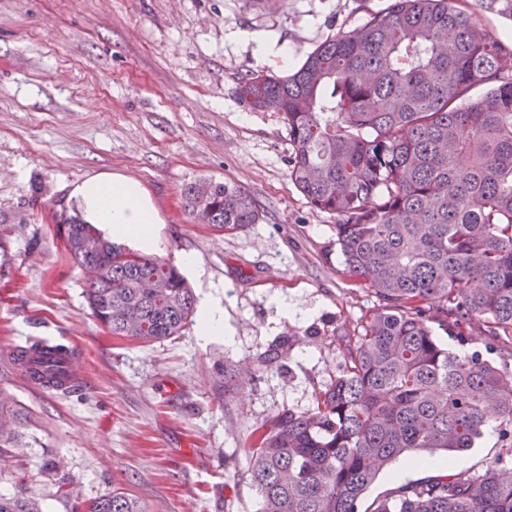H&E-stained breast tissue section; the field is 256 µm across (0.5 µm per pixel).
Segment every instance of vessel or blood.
Instances as JSON below:
<instances>
[{
	"label": "vessel or blood",
	"instance_id": "1",
	"mask_svg": "<svg viewBox=\"0 0 512 512\" xmlns=\"http://www.w3.org/2000/svg\"><path fill=\"white\" fill-rule=\"evenodd\" d=\"M30 384L47 391L66 393L81 387L85 375L73 348L31 349L16 362Z\"/></svg>",
	"mask_w": 512,
	"mask_h": 512
}]
</instances>
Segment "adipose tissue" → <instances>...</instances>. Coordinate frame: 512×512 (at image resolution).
I'll list each match as a JSON object with an SVG mask.
<instances>
[{
	"label": "adipose tissue",
	"mask_w": 512,
	"mask_h": 512,
	"mask_svg": "<svg viewBox=\"0 0 512 512\" xmlns=\"http://www.w3.org/2000/svg\"><path fill=\"white\" fill-rule=\"evenodd\" d=\"M71 199L77 214L112 242L152 251L163 220L143 184L127 175L97 174L77 184Z\"/></svg>",
	"instance_id": "1"
}]
</instances>
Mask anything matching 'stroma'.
<instances>
[{
  "label": "stroma",
  "instance_id": "35a3bbf8",
  "mask_svg": "<svg viewBox=\"0 0 512 512\" xmlns=\"http://www.w3.org/2000/svg\"><path fill=\"white\" fill-rule=\"evenodd\" d=\"M391 0H0V404L26 415L24 447L0 465V494L26 490L41 512H75L124 489L142 512H258L246 477L254 432L284 409L312 407L335 381L341 339L379 305L344 275L336 219L288 175L280 113L237 98L252 71L284 75L326 38ZM123 173L164 220L153 254L196 259V303H219L234 335L202 340L195 323L142 344L109 333L57 225L72 186ZM248 191L260 223L226 233L194 223L185 185ZM290 307L281 314L277 301ZM77 347L85 384L57 395L12 364L19 340ZM277 366L259 357L277 338ZM512 437L487 423L453 471H483ZM401 462L360 503L440 475Z\"/></svg>",
  "mask_w": 512,
  "mask_h": 512
}]
</instances>
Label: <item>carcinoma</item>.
Wrapping results in <instances>:
<instances>
[{
  "label": "carcinoma",
  "mask_w": 512,
  "mask_h": 512,
  "mask_svg": "<svg viewBox=\"0 0 512 512\" xmlns=\"http://www.w3.org/2000/svg\"><path fill=\"white\" fill-rule=\"evenodd\" d=\"M468 0H393L319 44L285 76L252 72L237 94L282 114L289 178L336 216L344 273L380 305L347 338L339 375L305 411L284 409L257 429L248 478L260 512H359L377 476L399 457L468 451L492 418L512 426V388L474 351L435 339L432 324L487 351L512 340V42L488 37ZM485 9L512 21V0ZM482 89L471 104L462 101ZM224 231L258 224L246 190L207 178L183 191ZM64 244L100 277L84 294L115 336L140 343L181 333L195 299L176 267L114 245L63 216ZM96 238L92 256L81 242ZM270 345L269 367L288 351ZM22 415L0 407V456L18 447ZM0 512H40L0 494ZM76 512H141L114 490ZM371 512H512V460L480 474L403 485Z\"/></svg>",
  "instance_id": "obj_1"
}]
</instances>
